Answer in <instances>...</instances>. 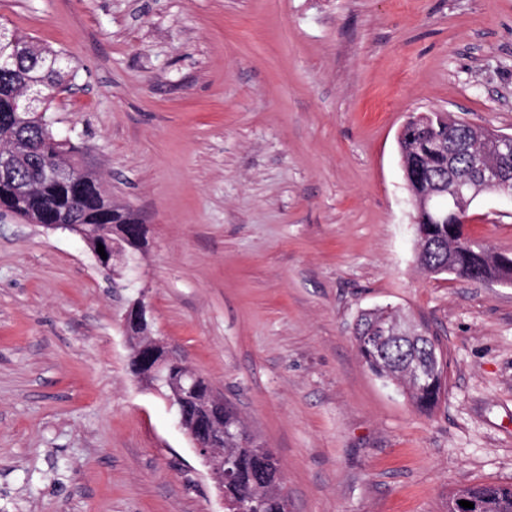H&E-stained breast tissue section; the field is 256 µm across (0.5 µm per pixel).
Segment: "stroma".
<instances>
[{"label":"stroma","instance_id":"35a3bbf8","mask_svg":"<svg viewBox=\"0 0 512 512\" xmlns=\"http://www.w3.org/2000/svg\"><path fill=\"white\" fill-rule=\"evenodd\" d=\"M62 51L48 106L147 230L121 279L0 212V512H224L122 317L211 381L278 458L288 512H448L512 484V286L417 261L397 136L446 110L512 133V0H0ZM512 253V200L469 211ZM389 305L448 360L430 412L362 363ZM464 499L479 503L480 512H512V485L481 483L459 489L448 498V512H458V503Z\"/></svg>","mask_w":512,"mask_h":512}]
</instances>
